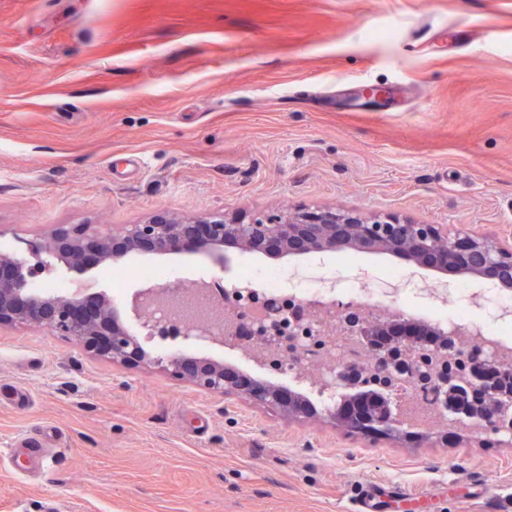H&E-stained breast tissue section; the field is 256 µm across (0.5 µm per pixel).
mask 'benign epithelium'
Returning <instances> with one entry per match:
<instances>
[{"label": "benign epithelium", "instance_id": "benign-epithelium-1", "mask_svg": "<svg viewBox=\"0 0 512 512\" xmlns=\"http://www.w3.org/2000/svg\"><path fill=\"white\" fill-rule=\"evenodd\" d=\"M33 264L11 252L0 251V329L34 325L76 340L87 351L127 367L152 363L173 378L212 394H237L287 417L307 418L314 409L296 391L250 378L235 367L207 357L182 352L147 357L138 337L123 324L112 297L85 289L72 294L35 291L30 282L42 272L56 269L83 274L87 266H110L138 254L172 255L184 251L224 258V250L263 254L279 260L290 256L324 255L346 251L382 253L405 259L443 274H467L512 288V242L495 235L428 224L392 212L341 211L334 208H298L279 213H257L243 221L223 211L188 216L157 210L135 224L101 230L90 224H58L39 241L26 242ZM196 287L148 286L137 290L130 310L140 327L155 331L150 308L179 305ZM343 335L373 365L386 395L381 397L384 418L373 422L348 415L351 430L370 426L382 434L397 429L392 403L400 399L397 387L412 384L415 399L441 408L454 421L469 403L480 408L478 424L512 435V395L502 392L501 381L512 382V358L507 353L474 356L455 342L453 331L429 327L404 314H378L343 309ZM249 309L224 314V303L209 310L180 339L231 345L248 353L256 343ZM342 389L367 386L360 363L343 362L336 376Z\"/></svg>", "mask_w": 512, "mask_h": 512}]
</instances>
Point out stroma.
<instances>
[{
	"label": "stroma",
	"instance_id": "obj_1",
	"mask_svg": "<svg viewBox=\"0 0 512 512\" xmlns=\"http://www.w3.org/2000/svg\"><path fill=\"white\" fill-rule=\"evenodd\" d=\"M371 86L381 106L349 108ZM326 207L512 235V0H0V249L159 209ZM250 262L489 286L381 253ZM240 263L131 256L122 318L139 269ZM35 431L42 472L17 446ZM0 448V512H351L369 484L383 512H512L505 435L290 419L25 325L0 330Z\"/></svg>",
	"mask_w": 512,
	"mask_h": 512
}]
</instances>
